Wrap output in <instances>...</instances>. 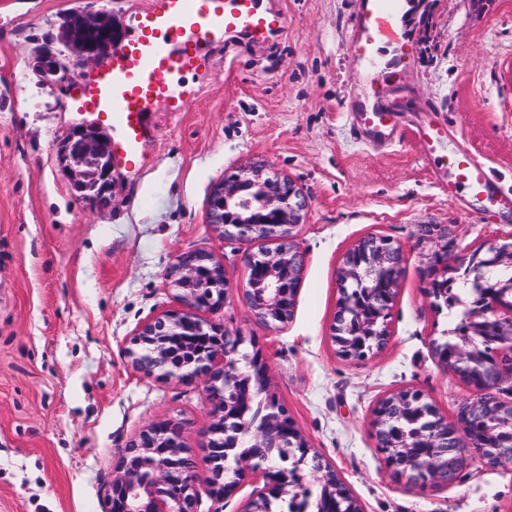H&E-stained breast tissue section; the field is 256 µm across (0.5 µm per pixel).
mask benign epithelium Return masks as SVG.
<instances>
[{
  "label": "benign epithelium",
  "mask_w": 512,
  "mask_h": 512,
  "mask_svg": "<svg viewBox=\"0 0 512 512\" xmlns=\"http://www.w3.org/2000/svg\"><path fill=\"white\" fill-rule=\"evenodd\" d=\"M116 33L112 13L106 8L87 4L70 12L64 20L61 44L77 57L100 62L113 51ZM41 63L47 75L57 83L70 79L67 55L41 52ZM57 157L67 173L71 189L79 200H97L111 187L115 170L112 140L96 124L73 126L57 144ZM249 187L260 198L256 211L244 210L239 199L243 187ZM308 203L302 191L288 177L262 165L241 168L232 178L215 184L210 190L207 223L226 239L245 244L271 241L272 249L248 252L244 257L248 271L241 289L242 298L252 315L267 327L285 324L291 318L297 288L305 265V253L296 242V229L304 223ZM372 252L376 261L403 271V255L392 242L376 235L365 237L350 250L340 271V286L360 277L355 255ZM512 265V246L489 249L487 266ZM165 279L176 290L179 308L144 323L126 349L125 357L131 368L146 378L175 381L184 385L205 384L215 408L221 413L214 428L218 437L208 443L213 477L210 493L217 501L232 495L238 482L246 478L264 481L265 491L251 500L244 512H262V503L271 497L288 493V480L279 475L277 463L263 458V449L276 441L275 435L295 433L302 446L306 441L274 399L260 403L254 411L255 428L245 441L247 450L236 463L237 480L226 482L224 476V423L237 421L252 409L249 379L238 373L232 359L245 337L200 316L203 310H213L224 304L231 288L224 264L212 254L198 250L180 253L166 270ZM351 316L354 333L368 334L370 323L363 319L359 304L348 311H339L338 319ZM253 352L249 364L267 384V362L262 349L251 342ZM496 373L491 384L497 386L504 376L512 373V338L493 354ZM478 403L469 400L459 407L453 428L446 417L432 438V447L470 441L471 413ZM468 453L489 465L512 462V448L502 445L469 448ZM311 473L322 486L336 487V475L321 461H316ZM407 484L424 491L433 485H448L456 475L439 457L431 456L402 471ZM197 475L192 459L181 441L177 422L166 419L149 424L139 436L123 449L120 464L112 477V512H196Z\"/></svg>",
  "instance_id": "obj_1"
}]
</instances>
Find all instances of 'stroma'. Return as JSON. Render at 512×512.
<instances>
[{"label": "stroma", "mask_w": 512, "mask_h": 512, "mask_svg": "<svg viewBox=\"0 0 512 512\" xmlns=\"http://www.w3.org/2000/svg\"><path fill=\"white\" fill-rule=\"evenodd\" d=\"M86 0H0V512H109L123 448L171 419L198 474V512H243L260 486L218 501L206 444L214 422L203 384L142 377L124 351L138 327L175 305L164 273L185 250L213 252L233 288L210 321L255 337L269 392L311 453L334 470L362 512H512V465L467 460L456 481L416 491L387 470L371 436L377 402L421 391L448 420L477 391L432 352L466 302L435 310L431 256L449 263L512 244V214L452 202L441 163L418 132L447 125L450 143L479 155L512 192V0H425L408 8L426 28L398 80L365 83L348 48L361 0H265L288 29L265 43L234 41L186 79L183 111L149 113L138 171L116 167L106 203L75 198L56 145L83 117L73 98L91 64L58 85L36 52L58 45L64 15ZM377 90L399 137H360L352 105ZM288 176L308 199L298 231L306 256L294 315L269 329L240 294L247 245L206 222L210 189L244 166ZM404 252L389 340L363 362L332 340L345 254L368 235Z\"/></svg>", "instance_id": "obj_1"}]
</instances>
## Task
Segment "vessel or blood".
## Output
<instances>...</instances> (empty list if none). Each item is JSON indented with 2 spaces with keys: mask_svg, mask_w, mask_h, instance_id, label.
<instances>
[{
  "mask_svg": "<svg viewBox=\"0 0 512 512\" xmlns=\"http://www.w3.org/2000/svg\"><path fill=\"white\" fill-rule=\"evenodd\" d=\"M283 12L264 0H150L128 17L125 44L105 57L83 80L76 108L109 130L118 162L134 168L144 157L149 135L147 115L158 103L172 112L185 105V78L212 65L214 46L241 34L255 42L283 35ZM352 59L365 77L398 79L414 56L405 30L403 0H362ZM355 130L393 142L397 137L391 109L380 101L356 107ZM445 127L430 124L420 132L427 153L441 150ZM448 197L475 199L490 212L512 211V193L500 189L485 163L466 147L448 159Z\"/></svg>",
  "mask_w": 512,
  "mask_h": 512,
  "instance_id": "vessel-or-blood-1",
  "label": "vessel or blood"
}]
</instances>
